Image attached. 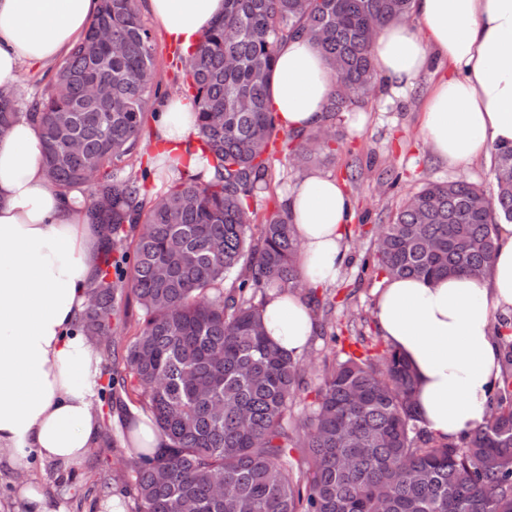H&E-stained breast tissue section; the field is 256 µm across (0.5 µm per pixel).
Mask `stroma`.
Returning a JSON list of instances; mask_svg holds the SVG:
<instances>
[{
	"mask_svg": "<svg viewBox=\"0 0 512 512\" xmlns=\"http://www.w3.org/2000/svg\"><path fill=\"white\" fill-rule=\"evenodd\" d=\"M140 16L152 31L162 93L169 98L182 95L180 47L156 30L148 11H141ZM430 86L429 76L422 75L411 86L394 92L377 87L373 97L359 107L365 117L363 127H354L345 117H337L333 151L316 155L300 167L275 163L269 189L254 201L252 229L257 232L280 194L306 173L317 170L345 182L348 164L362 168L359 181L346 188L357 219L348 226L343 244L345 257L336 279L326 287L327 293L335 296L336 307L329 317L315 316V331L303 356L304 362L314 369H321L324 360L333 359L335 349L330 336L335 331L365 336L368 344L380 349L385 346L374 320L375 290L381 279L361 273L359 267L361 257L374 248L378 225L386 223L409 194L430 181L464 179L487 191L493 188L491 158L479 157L451 165L432 152L421 127V108ZM385 168L397 176L396 184L378 181V172ZM98 368L99 387H106L113 373L125 382L119 403H111L105 396L94 402L98 418L108 419L112 427L111 439L101 440L97 447L89 449L67 478L61 477L46 460H34L21 474L1 466L0 512H24L17 488L21 480L39 490L53 512H135L133 479L124 467L128 457L126 430L144 412L133 393L136 381L123 359L99 361ZM102 476L111 483L110 494L105 498L99 495L98 479Z\"/></svg>",
	"mask_w": 512,
	"mask_h": 512,
	"instance_id": "1",
	"label": "stroma"
}]
</instances>
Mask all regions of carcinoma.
<instances>
[{
  "mask_svg": "<svg viewBox=\"0 0 512 512\" xmlns=\"http://www.w3.org/2000/svg\"><path fill=\"white\" fill-rule=\"evenodd\" d=\"M412 0H224V15L183 62L196 108L203 169L148 198L140 142L157 95L153 37L137 0H100L84 38L50 89L21 109L0 87V134L37 126L42 163L61 196L85 186L89 223L103 231L102 266L78 325L106 336L122 298L143 311L126 366L164 438L130 448L138 512H512V337L495 327L501 375L484 425L453 440L419 426L415 377L387 345L323 361L300 424L293 400L303 362L267 337L247 291L303 287L299 245L282 207L251 236L257 193L272 180L277 124L269 107L279 47L305 38L336 79L323 126L284 142L293 165L336 142L333 124L381 83L372 49ZM496 191L466 180L430 182L379 225L373 268L383 276L480 275L496 219L512 221V144L493 149ZM213 172L206 178L207 172ZM133 238L128 280L112 253ZM231 281L229 289L224 282ZM305 448L304 467L288 449Z\"/></svg>",
  "mask_w": 512,
  "mask_h": 512,
  "instance_id": "cac0c4a2",
  "label": "carcinoma"
}]
</instances>
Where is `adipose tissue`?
<instances>
[{"label":"adipose tissue","instance_id":"ef3b65f1","mask_svg":"<svg viewBox=\"0 0 512 512\" xmlns=\"http://www.w3.org/2000/svg\"><path fill=\"white\" fill-rule=\"evenodd\" d=\"M146 8L161 33L188 50L223 15L224 0H146ZM98 9L99 0H0V86L16 85L23 65L67 55ZM373 62L395 89L431 74L421 124L448 163L512 142V0H413L411 20L380 31ZM334 83L311 42L282 44L270 85L279 128L320 126ZM154 137L190 169L201 167L192 102L167 100ZM281 201L304 281L333 282L354 217L350 198L336 179L311 171ZM86 209L82 192L63 197L49 184L35 125L14 123L0 137V463L18 471L38 457L70 470L99 441L97 352L74 328L99 262ZM494 233L498 246L481 275L386 277L377 290V331L409 362L420 423L441 437L483 425L499 378L494 327L496 314L512 313V222ZM263 309L270 339L301 357L314 331L303 294L270 292Z\"/></svg>","mask_w":512,"mask_h":512}]
</instances>
